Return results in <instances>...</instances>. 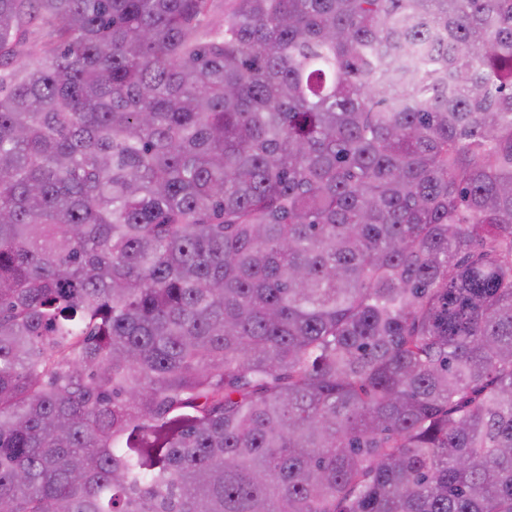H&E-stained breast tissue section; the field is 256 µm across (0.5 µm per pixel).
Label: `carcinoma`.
I'll use <instances>...</instances> for the list:
<instances>
[{"label": "carcinoma", "instance_id": "1", "mask_svg": "<svg viewBox=\"0 0 512 512\" xmlns=\"http://www.w3.org/2000/svg\"><path fill=\"white\" fill-rule=\"evenodd\" d=\"M0 512H512V0H0Z\"/></svg>", "mask_w": 512, "mask_h": 512}]
</instances>
